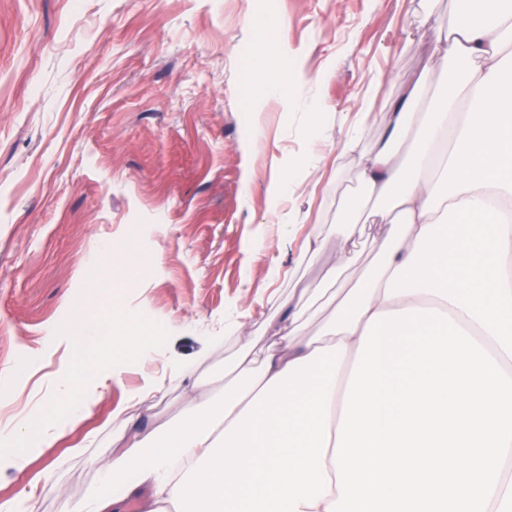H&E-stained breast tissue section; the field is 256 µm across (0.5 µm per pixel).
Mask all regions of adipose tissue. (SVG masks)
<instances>
[{"instance_id": "ef3b65f1", "label": "adipose tissue", "mask_w": 512, "mask_h": 512, "mask_svg": "<svg viewBox=\"0 0 512 512\" xmlns=\"http://www.w3.org/2000/svg\"><path fill=\"white\" fill-rule=\"evenodd\" d=\"M512 0H468L438 28L432 59L455 73L418 125L409 114L421 70L385 115L386 142L360 150L362 125L342 148L359 155L372 208L336 227L345 261L362 238L377 246L354 284L294 289L266 346L245 343L224 367V390L195 392L178 423L127 415L98 486L74 512H326L339 497L333 447L359 341L372 314L446 312L512 378ZM410 138L406 167L394 146ZM334 307L315 335L302 313Z\"/></svg>"}]
</instances>
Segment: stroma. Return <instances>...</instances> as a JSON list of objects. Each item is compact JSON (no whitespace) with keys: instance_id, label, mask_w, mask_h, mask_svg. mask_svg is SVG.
Segmentation results:
<instances>
[{"instance_id":"stroma-1","label":"stroma","mask_w":512,"mask_h":512,"mask_svg":"<svg viewBox=\"0 0 512 512\" xmlns=\"http://www.w3.org/2000/svg\"><path fill=\"white\" fill-rule=\"evenodd\" d=\"M455 5L0 0V424L42 425L69 373L90 407L52 446H0V507L25 496L30 512H71L112 453L119 404L135 395L141 420H179L193 386L223 391L241 340L269 342L296 283L338 265L339 203L364 199L341 152L364 97L366 148L427 66L412 115L430 109L447 86L427 48ZM268 17L282 28L263 29ZM283 63L287 96L256 99L263 70ZM312 120L323 130L313 143L302 133ZM275 174L290 191L274 209ZM316 231L325 245L313 257L303 244ZM126 314L149 325L148 356L90 369L84 327L107 331ZM182 364L192 376L177 377Z\"/></svg>"}]
</instances>
